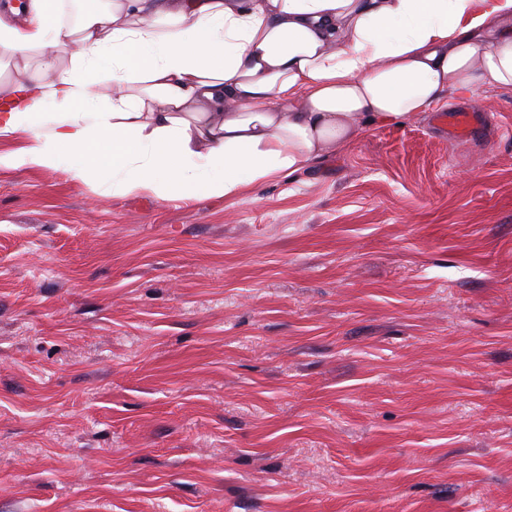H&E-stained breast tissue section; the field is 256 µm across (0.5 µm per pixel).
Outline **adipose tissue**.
<instances>
[{"label": "adipose tissue", "mask_w": 512, "mask_h": 512, "mask_svg": "<svg viewBox=\"0 0 512 512\" xmlns=\"http://www.w3.org/2000/svg\"><path fill=\"white\" fill-rule=\"evenodd\" d=\"M62 2L0 11V137L26 139L0 166L116 196H233L367 127L512 88V0H84L75 27Z\"/></svg>", "instance_id": "1"}]
</instances>
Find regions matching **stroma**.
I'll list each match as a JSON object with an SVG mask.
<instances>
[{
	"label": "stroma",
	"instance_id": "obj_1",
	"mask_svg": "<svg viewBox=\"0 0 512 512\" xmlns=\"http://www.w3.org/2000/svg\"><path fill=\"white\" fill-rule=\"evenodd\" d=\"M231 197L0 167V512H512V88ZM472 109H463L454 112H439L436 115L437 125L451 130L454 137L465 135L471 136L479 126L478 115Z\"/></svg>",
	"mask_w": 512,
	"mask_h": 512
}]
</instances>
